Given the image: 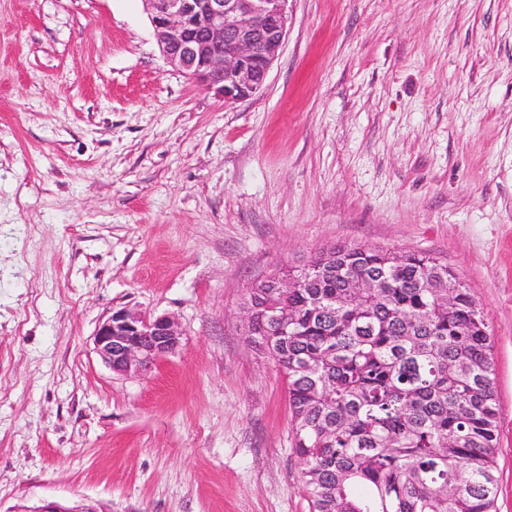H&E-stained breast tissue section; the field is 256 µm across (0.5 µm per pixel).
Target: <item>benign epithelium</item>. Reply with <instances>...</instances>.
Listing matches in <instances>:
<instances>
[{
  "instance_id": "obj_1",
  "label": "benign epithelium",
  "mask_w": 512,
  "mask_h": 512,
  "mask_svg": "<svg viewBox=\"0 0 512 512\" xmlns=\"http://www.w3.org/2000/svg\"><path fill=\"white\" fill-rule=\"evenodd\" d=\"M161 51L171 65L221 96L245 99L265 82L287 35L288 0H144ZM181 333L167 316L118 310L98 324L95 351L113 372L149 368L175 351ZM31 512H99L45 501Z\"/></svg>"
}]
</instances>
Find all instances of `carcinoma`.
<instances>
[{
	"label": "carcinoma",
	"instance_id": "carcinoma-1",
	"mask_svg": "<svg viewBox=\"0 0 512 512\" xmlns=\"http://www.w3.org/2000/svg\"><path fill=\"white\" fill-rule=\"evenodd\" d=\"M296 277L250 289L247 338L286 379L310 512H495L491 340L463 283L434 257L352 245Z\"/></svg>",
	"mask_w": 512,
	"mask_h": 512
}]
</instances>
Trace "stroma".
Returning a JSON list of instances; mask_svg holds the SVG:
<instances>
[{
    "instance_id": "1",
    "label": "stroma",
    "mask_w": 512,
    "mask_h": 512,
    "mask_svg": "<svg viewBox=\"0 0 512 512\" xmlns=\"http://www.w3.org/2000/svg\"><path fill=\"white\" fill-rule=\"evenodd\" d=\"M264 85L224 103L143 0H0V512H309L251 288L333 245L424 252L491 339L512 512V0H288ZM126 309L183 336L140 375ZM181 333L167 316L144 317L118 310L98 324L95 351L113 372L127 375L149 368L180 345Z\"/></svg>"
}]
</instances>
